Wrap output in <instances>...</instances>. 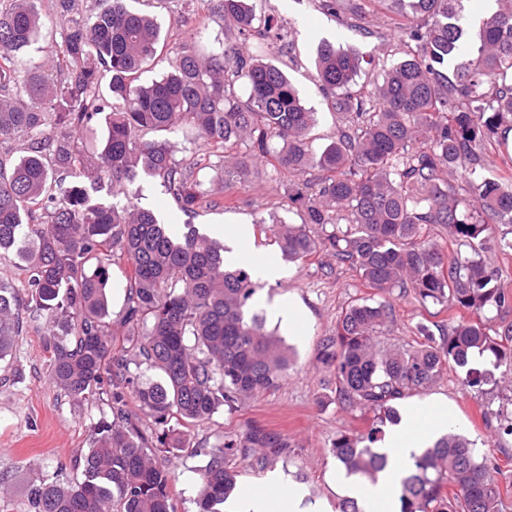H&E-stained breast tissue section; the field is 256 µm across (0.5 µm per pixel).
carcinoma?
I'll return each mask as SVG.
<instances>
[{"instance_id": "carcinoma-1", "label": "carcinoma", "mask_w": 512, "mask_h": 512, "mask_svg": "<svg viewBox=\"0 0 512 512\" xmlns=\"http://www.w3.org/2000/svg\"><path fill=\"white\" fill-rule=\"evenodd\" d=\"M200 4L232 21L252 50L201 56L185 46L173 70L141 84L160 29L126 0L91 17L76 0H0V143L26 145L10 168L0 166V254L15 253L25 272L19 285L0 279V361L11 355L23 307L51 325L50 384L108 408L91 425L76 476L33 483L28 512H178L168 454L197 453L193 425L276 390L288 369V348L250 310L259 290L251 266L226 267V245L194 224L174 237L152 211L98 196L108 185L128 196L153 178L181 212L195 213L207 190L195 164L176 159L175 134L184 128L221 154L226 184L263 160L293 177L317 172L291 195L301 223L268 227L288 261L326 252L379 294L397 289L470 313L437 335L421 325L424 341L406 345L386 337L389 300L347 305L320 359L336 402L374 419L365 432L332 443L346 476L377 481L387 466L375 447L383 427L397 422L400 401L449 367L464 370L471 387L502 368L512 373V325L494 332L487 317L509 297L479 254L491 239L512 251V237L499 234V225L512 224V176L486 174V147L505 143L512 130V0L483 19L474 55L462 40V0L353 4L361 19L379 10L400 17L407 52L376 84L354 90L365 57L318 46L316 84L346 120L318 150L310 138L316 113L282 68L260 58L282 40L279 20L256 15V0ZM45 16L59 27L60 50L25 64L19 53L36 41ZM100 114L107 137L88 155L80 135ZM62 174L74 182L61 186ZM328 224L329 233L315 231ZM427 224L447 225L448 237L468 251L425 240ZM118 260L129 281L123 345L157 371L156 380L141 379L125 356L112 354L107 291ZM476 355L489 367H471ZM144 415L154 427L144 426ZM269 451L294 454L287 439L260 428L213 445L199 469V512H224L238 487L230 461L263 467ZM511 486L450 429L412 454L399 512H503V489Z\"/></svg>"}]
</instances>
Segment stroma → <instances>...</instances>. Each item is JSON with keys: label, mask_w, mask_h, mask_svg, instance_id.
Returning <instances> with one entry per match:
<instances>
[{"label": "stroma", "mask_w": 512, "mask_h": 512, "mask_svg": "<svg viewBox=\"0 0 512 512\" xmlns=\"http://www.w3.org/2000/svg\"><path fill=\"white\" fill-rule=\"evenodd\" d=\"M130 9L154 16L162 32L164 56L147 66L141 82L147 83L171 70L183 45L202 53H220L240 45L236 29L225 25L223 17L201 10L196 0H129ZM259 11L281 19L286 37L272 59L285 64L306 107L317 114L311 131L314 147H321L336 135L338 114L328 109L313 83V58L324 40L356 49L374 58V69L359 75L361 85L376 80L380 65L400 60L406 49L395 36L393 14H377L370 21L343 14L336 19L323 13L317 0H259ZM193 20L183 27L181 17ZM180 160L199 162L205 169V186L215 205H205L192 216L177 212L176 206L156 180L140 181L132 201L153 210L172 235H182L185 223H193L215 237L250 225L249 238L237 241L244 262L269 259L281 276L264 283L257 294L256 308L267 312L274 303H294L298 311L300 335H285L291 351V365L279 388L257 396L238 409L220 408L209 420L192 431L194 456L172 454L168 465L175 474L172 492L178 512H197L199 469L205 453L224 435L260 426L288 439L295 456L274 455L260 469L239 471L240 488L264 489L269 474L280 477L285 488L299 487L307 503L326 504L335 512L342 496L337 489L341 473L330 453L331 443L340 434L363 431L366 417L342 410L336 402L329 376L319 361L323 340L330 336L347 305L355 298L372 296L355 269L336 265L319 254L301 263L282 259L272 237L260 233L261 222L296 224L300 212L288 201L289 177L274 173L271 166L258 165L246 181L225 185L221 160L205 149L191 131L178 136ZM394 322L389 338L415 343L418 324L447 322L452 312L438 304H422L409 295L391 294ZM21 331L12 354L0 362V474L9 491L0 495V512H27L30 485L39 478L72 477L76 458L89 446V427L102 417L104 404L98 400L76 402L60 394L47 380L45 322L22 319ZM440 397L448 400L463 433L473 441L478 455L495 459L502 470L512 472V384L496 380L480 387L463 385L458 373L448 371L437 385L412 394L415 402Z\"/></svg>", "instance_id": "stroma-1"}]
</instances>
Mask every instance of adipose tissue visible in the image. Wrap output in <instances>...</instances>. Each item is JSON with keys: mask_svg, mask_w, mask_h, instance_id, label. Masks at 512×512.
I'll return each instance as SVG.
<instances>
[{"mask_svg": "<svg viewBox=\"0 0 512 512\" xmlns=\"http://www.w3.org/2000/svg\"><path fill=\"white\" fill-rule=\"evenodd\" d=\"M456 417L447 401L433 399L407 405L400 422L391 427L388 465L377 482L357 478L345 480L342 495L355 499L365 512H398L400 479L411 461L412 453L426 447L435 432L455 424ZM234 512H323L321 505H305L300 490L286 496H252L237 502Z\"/></svg>", "mask_w": 512, "mask_h": 512, "instance_id": "ef3b65f1", "label": "adipose tissue"}]
</instances>
